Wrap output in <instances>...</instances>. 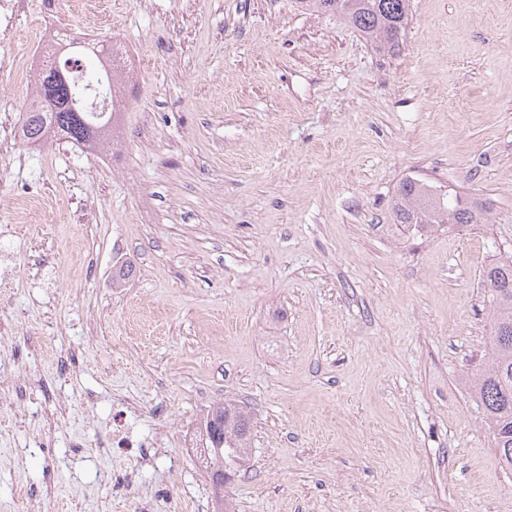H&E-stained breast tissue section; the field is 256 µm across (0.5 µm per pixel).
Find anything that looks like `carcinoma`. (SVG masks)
<instances>
[{
  "label": "carcinoma",
  "mask_w": 512,
  "mask_h": 512,
  "mask_svg": "<svg viewBox=\"0 0 512 512\" xmlns=\"http://www.w3.org/2000/svg\"><path fill=\"white\" fill-rule=\"evenodd\" d=\"M296 4L341 18L379 50L399 46L409 19V0H296ZM79 46L93 53L99 62V71L90 73L83 56H75L86 82L101 81L105 63L115 57V51L97 42L81 41ZM68 65L67 59L61 68L50 65L40 73L38 106L25 112L22 121L27 142L39 143L52 132L75 146L90 149L112 135L111 121H103L100 113L87 109L75 82L57 79L58 71L68 73ZM392 212L397 225L418 232L484 220L483 206L459 193H441L437 187L416 179L400 183ZM483 280L496 284L497 291L488 295L492 316L489 359L474 381V389L498 463L512 471V256L489 264ZM201 432L211 459L209 476L222 500L224 475L239 472L251 447V415L238 404L226 403L203 417Z\"/></svg>",
  "instance_id": "carcinoma-1"
}]
</instances>
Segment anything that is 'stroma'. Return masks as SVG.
<instances>
[{"label":"stroma","mask_w":512,"mask_h":512,"mask_svg":"<svg viewBox=\"0 0 512 512\" xmlns=\"http://www.w3.org/2000/svg\"><path fill=\"white\" fill-rule=\"evenodd\" d=\"M103 2L50 18L30 0L0 30V250L20 264L0 321L42 376L0 436V512L23 484L100 512L127 480L214 512L183 435L225 397L253 425L236 512H512L468 383L482 272L512 253V0H410L392 52L294 0ZM49 27L146 63L107 162L12 140L32 90L3 63ZM409 178L488 201L487 221L396 227ZM48 321L64 375L32 353ZM116 395L160 411L166 455L115 470L95 442ZM61 397L69 417L31 447Z\"/></svg>","instance_id":"obj_1"}]
</instances>
